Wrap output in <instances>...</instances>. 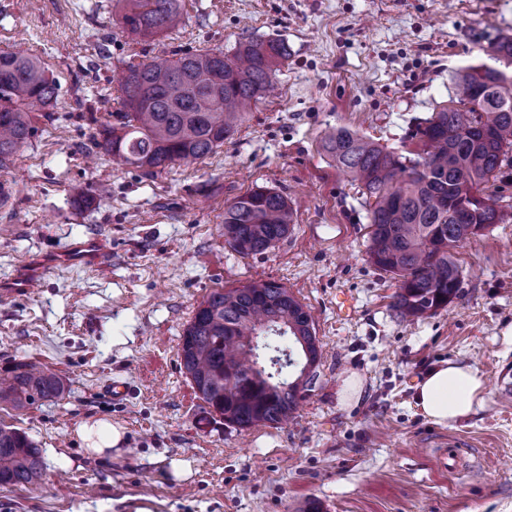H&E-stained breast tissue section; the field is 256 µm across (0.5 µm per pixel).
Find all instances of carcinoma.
<instances>
[{"label":"carcinoma","instance_id":"cac0c4a2","mask_svg":"<svg viewBox=\"0 0 512 512\" xmlns=\"http://www.w3.org/2000/svg\"><path fill=\"white\" fill-rule=\"evenodd\" d=\"M120 23L153 39L182 23V0H118ZM512 58V37L485 50ZM279 38H249L232 56L222 50L158 53L120 78L124 111L107 113L95 145L123 165L156 174L201 160L235 133L241 108L272 87L288 61ZM451 104L438 106L410 138L419 151L403 154L346 127H328L321 147L359 189L367 210V256L399 280L392 308L404 321L427 318L459 296L462 272L452 250L503 222L504 196L485 192L512 168V67L465 66L453 76ZM58 87L34 55L0 51V170L35 134L36 113L56 101ZM116 121H111V118ZM293 224L288 198L260 187L224 209V244L242 255L262 254ZM291 336L309 372L298 383L261 369L272 336ZM181 365L211 412L239 429L292 420L317 376L321 358L308 306L277 282L216 289L185 328ZM52 369L23 361L0 379V405L28 409L61 397ZM41 449L26 433L0 423V486L43 480Z\"/></svg>","mask_w":512,"mask_h":512}]
</instances>
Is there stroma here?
I'll use <instances>...</instances> for the list:
<instances>
[{"label":"stroma","instance_id":"1","mask_svg":"<svg viewBox=\"0 0 512 512\" xmlns=\"http://www.w3.org/2000/svg\"><path fill=\"white\" fill-rule=\"evenodd\" d=\"M118 14L116 0H0V50L38 55L58 86L0 171L13 187L0 279L78 240L106 248L101 268L51 266L30 295L0 298V374L37 361L65 384L59 400L0 408L46 463L41 487L0 486V512H302L310 499L322 512H512V215L455 249L459 298L401 321L395 279L367 260L361 198L320 147L329 125L407 144L451 99L453 72L512 36V0H183L179 29L152 40ZM250 37L283 39L291 55L214 154L150 176L94 147L79 115L119 111L128 63L230 55ZM102 186L108 196L72 206ZM258 187L288 196L293 230L242 256L224 245V209ZM258 281L311 309L322 357L293 421L239 430L198 398L180 338L211 291ZM446 360L485 383L482 409L452 425L415 401ZM115 381L128 387L119 400ZM98 421L122 429L120 452L86 451L78 430Z\"/></svg>","mask_w":512,"mask_h":512}]
</instances>
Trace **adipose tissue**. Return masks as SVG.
I'll list each match as a JSON object with an SVG mask.
<instances>
[{"instance_id": "obj_1", "label": "adipose tissue", "mask_w": 512, "mask_h": 512, "mask_svg": "<svg viewBox=\"0 0 512 512\" xmlns=\"http://www.w3.org/2000/svg\"><path fill=\"white\" fill-rule=\"evenodd\" d=\"M416 401L427 419L451 424L483 406V379L473 366L448 361L430 370L417 384Z\"/></svg>"}]
</instances>
